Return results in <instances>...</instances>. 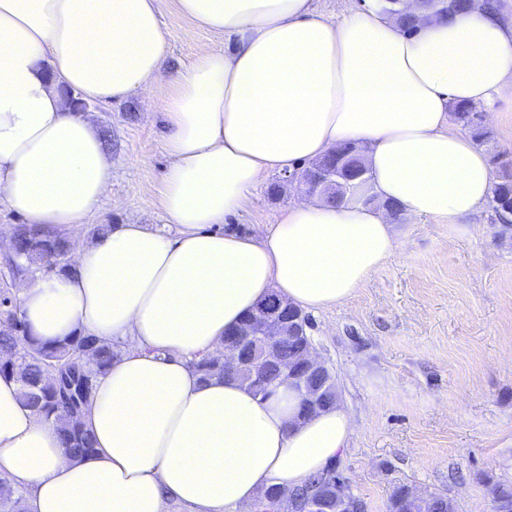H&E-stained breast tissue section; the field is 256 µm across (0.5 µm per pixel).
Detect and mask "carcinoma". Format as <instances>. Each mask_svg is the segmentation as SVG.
I'll return each instance as SVG.
<instances>
[{"instance_id":"cac0c4a2","label":"carcinoma","mask_w":512,"mask_h":512,"mask_svg":"<svg viewBox=\"0 0 512 512\" xmlns=\"http://www.w3.org/2000/svg\"><path fill=\"white\" fill-rule=\"evenodd\" d=\"M454 120L467 128L472 136L481 140L487 131L474 123L473 105H454ZM489 207L503 223V216L512 213V172L503 171L494 183ZM75 242L65 231H44L35 224H18L15 228V245L5 266L14 278L27 276L35 271H61L60 258L71 252ZM118 351L94 336L78 335L57 343H43L29 336L24 321L19 316L9 289L0 290V375L18 380L26 405L55 423L62 446L71 457L82 460L94 452L91 433L82 418H74L71 405L49 375L50 368L69 374L83 385L79 411L90 397L94 377L112 364ZM205 378L224 374V363L212 355H203L192 362ZM25 491L6 478L0 479V512H26ZM445 497L436 495L427 506L406 500L403 487L392 492L387 512H435Z\"/></svg>"}]
</instances>
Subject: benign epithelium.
<instances>
[{
  "instance_id": "7a95c632",
  "label": "benign epithelium",
  "mask_w": 512,
  "mask_h": 512,
  "mask_svg": "<svg viewBox=\"0 0 512 512\" xmlns=\"http://www.w3.org/2000/svg\"><path fill=\"white\" fill-rule=\"evenodd\" d=\"M359 148L347 150L339 147L328 155L336 160L333 169H327L318 161L306 173L285 175L284 180L294 181L302 196L322 197L327 188L343 187L364 176L363 172L353 175L350 158L358 155ZM308 316L273 292L265 298L256 314L247 319L231 337L226 338L224 350V372H246L255 385L266 383L271 374L279 376L282 384L302 389L306 393L302 415L308 416L321 406L319 390L323 382L330 380L332 373L314 348ZM295 344L296 355L287 359L283 355L284 343ZM282 507L281 512H361V506L353 495L347 477L336 470L325 473L322 485L306 490L299 496L279 505V498L270 494L253 503L252 512Z\"/></svg>"
}]
</instances>
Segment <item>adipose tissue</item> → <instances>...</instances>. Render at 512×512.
Returning a JSON list of instances; mask_svg holds the SVG:
<instances>
[{
  "mask_svg": "<svg viewBox=\"0 0 512 512\" xmlns=\"http://www.w3.org/2000/svg\"><path fill=\"white\" fill-rule=\"evenodd\" d=\"M176 5L233 46L171 71L160 0H0V198L46 229L92 223L112 155L61 89L108 104L161 82L160 202L177 227L111 226L69 271L20 282L31 336L120 349L85 408L95 451L83 460L0 376V477L25 489L28 512H240L269 487L304 486L347 448L344 406L302 420L296 390L263 399L235 375L202 378L193 359L223 350L268 293L314 311L352 297L402 250L383 202L466 224L491 194L487 156L451 107L512 94V25L472 10L407 34L381 0L337 23L312 0ZM348 142L367 148L378 204L298 199L262 234L227 230L268 175Z\"/></svg>",
  "mask_w": 512,
  "mask_h": 512,
  "instance_id": "adipose-tissue-1",
  "label": "adipose tissue"
}]
</instances>
